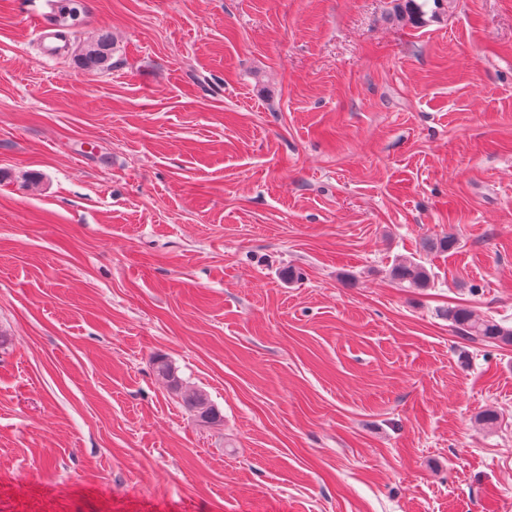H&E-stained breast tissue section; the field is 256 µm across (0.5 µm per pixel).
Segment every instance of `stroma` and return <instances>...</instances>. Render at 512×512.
Returning a JSON list of instances; mask_svg holds the SVG:
<instances>
[{
  "instance_id": "stroma-1",
  "label": "stroma",
  "mask_w": 512,
  "mask_h": 512,
  "mask_svg": "<svg viewBox=\"0 0 512 512\" xmlns=\"http://www.w3.org/2000/svg\"><path fill=\"white\" fill-rule=\"evenodd\" d=\"M416 2L0 0V512H512V0ZM112 43L108 35L88 42L77 56L79 67L104 69L110 65ZM393 280L405 288H426L430 282L428 270L413 260H403L391 270ZM448 322L465 338L512 345V328L493 318L479 317L465 304L448 306ZM154 370L167 387L182 401L193 413L194 418L203 425H216L221 421V415L214 407L208 394L201 389L189 388L178 376L175 368L164 360L154 363Z\"/></svg>"
}]
</instances>
